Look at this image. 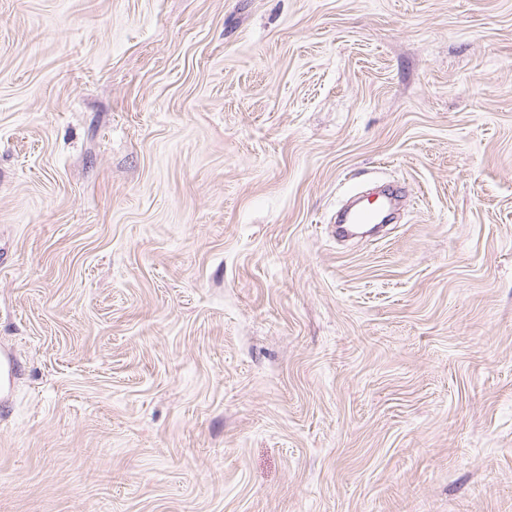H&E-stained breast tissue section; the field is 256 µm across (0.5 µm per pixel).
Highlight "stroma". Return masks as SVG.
<instances>
[{
    "label": "stroma",
    "instance_id": "stroma-1",
    "mask_svg": "<svg viewBox=\"0 0 512 512\" xmlns=\"http://www.w3.org/2000/svg\"><path fill=\"white\" fill-rule=\"evenodd\" d=\"M0 348V512H512V0H0ZM396 196V192L392 191L389 196L380 199L373 207L361 206L359 208L346 211L341 218V232L344 235H350L359 224H377L382 222V215L392 205V199Z\"/></svg>",
    "mask_w": 512,
    "mask_h": 512
}]
</instances>
